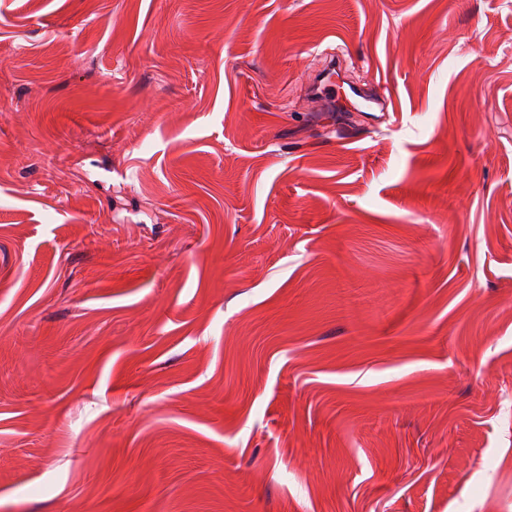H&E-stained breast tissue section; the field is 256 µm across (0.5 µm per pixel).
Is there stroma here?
<instances>
[{
  "mask_svg": "<svg viewBox=\"0 0 512 512\" xmlns=\"http://www.w3.org/2000/svg\"><path fill=\"white\" fill-rule=\"evenodd\" d=\"M0 512H512V0H0ZM335 60H336V58H335L334 54L328 55V61L325 65V67L323 69H321L320 71H318L314 75L315 76L314 81L316 83V88H317L318 93L320 95H322L323 97H326L329 99L335 100V98H336V102L339 101V99L341 97V93L344 94L346 100H349L350 94L352 96L359 97V98L366 100L364 98L363 93L358 89V87L347 84L344 81L339 80L337 78L335 80L336 73L329 66ZM345 84L348 86L350 93L346 90V88L344 86Z\"/></svg>",
  "mask_w": 512,
  "mask_h": 512,
  "instance_id": "1",
  "label": "stroma"
}]
</instances>
